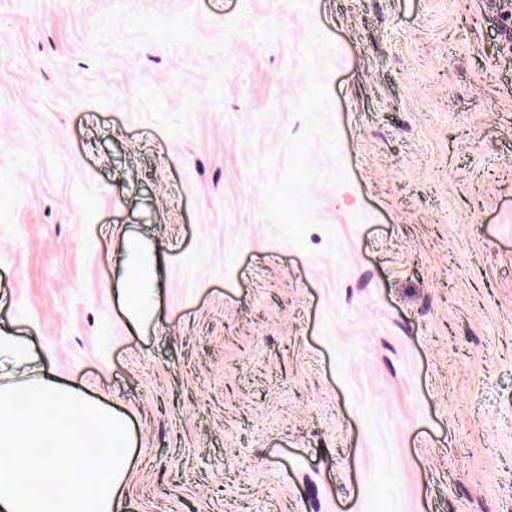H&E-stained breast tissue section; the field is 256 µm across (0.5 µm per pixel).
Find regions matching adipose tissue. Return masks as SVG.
<instances>
[{"label":"adipose tissue","instance_id":"1","mask_svg":"<svg viewBox=\"0 0 512 512\" xmlns=\"http://www.w3.org/2000/svg\"><path fill=\"white\" fill-rule=\"evenodd\" d=\"M127 249L135 271L124 288L133 299L127 317L142 323L153 316L158 257L135 241ZM126 437L124 415L61 385L53 374L0 384V448L11 458L0 464V512H120L131 471L122 451Z\"/></svg>","mask_w":512,"mask_h":512}]
</instances>
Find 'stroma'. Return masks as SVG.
Listing matches in <instances>:
<instances>
[{
	"instance_id": "35a3bbf8",
	"label": "stroma",
	"mask_w": 512,
	"mask_h": 512,
	"mask_svg": "<svg viewBox=\"0 0 512 512\" xmlns=\"http://www.w3.org/2000/svg\"><path fill=\"white\" fill-rule=\"evenodd\" d=\"M511 27L0 0V330L126 416L123 512H512ZM128 261L137 276L129 277L126 281L124 293L135 299L127 312L130 323H142L152 318L153 302L155 295L154 269L158 263V257L152 249L145 248L136 241H130L127 246Z\"/></svg>"
}]
</instances>
